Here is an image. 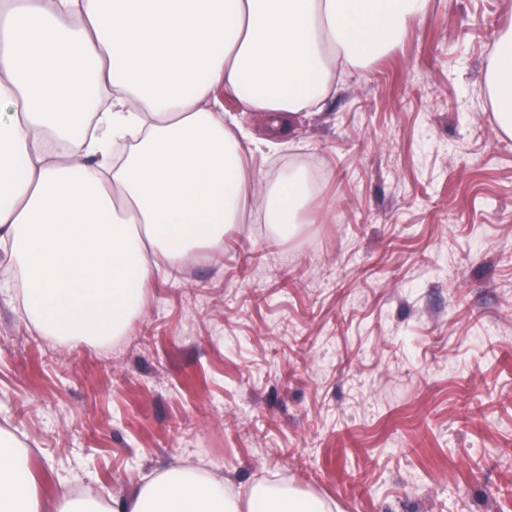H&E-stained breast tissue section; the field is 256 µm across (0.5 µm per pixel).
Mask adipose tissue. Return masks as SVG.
I'll return each mask as SVG.
<instances>
[{
    "label": "adipose tissue",
    "mask_w": 512,
    "mask_h": 512,
    "mask_svg": "<svg viewBox=\"0 0 512 512\" xmlns=\"http://www.w3.org/2000/svg\"><path fill=\"white\" fill-rule=\"evenodd\" d=\"M429 0H0V251L28 320L104 343L144 306L153 265H183L256 208L280 239L317 221L305 168L259 178L250 154L321 111L336 70L399 45ZM512 131V25L486 73ZM264 113L253 140L225 97ZM25 448L0 430V512H43ZM56 512H333L326 499L181 464L135 491L60 498Z\"/></svg>",
    "instance_id": "adipose-tissue-1"
}]
</instances>
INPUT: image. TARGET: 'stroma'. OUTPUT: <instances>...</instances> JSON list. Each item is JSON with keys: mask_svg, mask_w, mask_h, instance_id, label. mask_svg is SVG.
Listing matches in <instances>:
<instances>
[{"mask_svg": "<svg viewBox=\"0 0 512 512\" xmlns=\"http://www.w3.org/2000/svg\"><path fill=\"white\" fill-rule=\"evenodd\" d=\"M511 13L431 0L251 161L315 160L324 223L235 225L119 342L42 336L0 291V427L46 500L190 458L336 512H512V134L485 81Z\"/></svg>", "mask_w": 512, "mask_h": 512, "instance_id": "obj_1", "label": "stroma"}]
</instances>
